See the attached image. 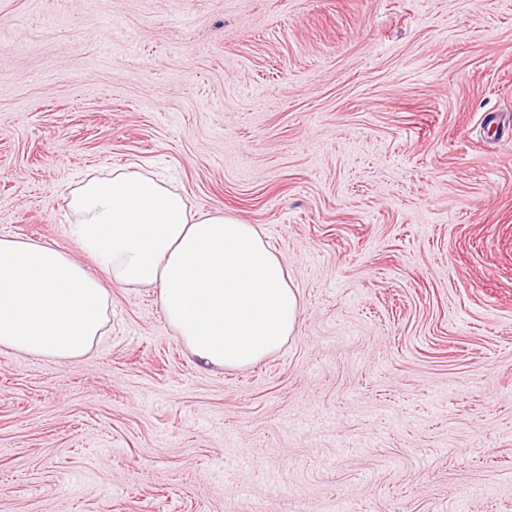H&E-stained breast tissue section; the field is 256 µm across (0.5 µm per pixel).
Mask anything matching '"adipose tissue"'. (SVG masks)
<instances>
[{
    "instance_id": "adipose-tissue-1",
    "label": "adipose tissue",
    "mask_w": 512,
    "mask_h": 512,
    "mask_svg": "<svg viewBox=\"0 0 512 512\" xmlns=\"http://www.w3.org/2000/svg\"><path fill=\"white\" fill-rule=\"evenodd\" d=\"M70 234L100 269L20 238H0V346L54 360L103 335L116 288L157 289L168 325L204 365L252 366L294 335L299 301L255 225L194 213L152 174L113 169L69 191Z\"/></svg>"
}]
</instances>
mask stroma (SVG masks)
<instances>
[{"label": "stroma", "mask_w": 512, "mask_h": 512, "mask_svg": "<svg viewBox=\"0 0 512 512\" xmlns=\"http://www.w3.org/2000/svg\"><path fill=\"white\" fill-rule=\"evenodd\" d=\"M135 166L256 225L294 336L204 367L151 288L0 347V512H512V0H0V237Z\"/></svg>", "instance_id": "1"}]
</instances>
